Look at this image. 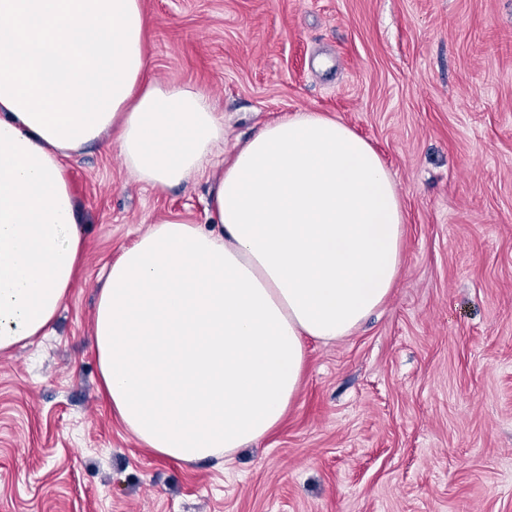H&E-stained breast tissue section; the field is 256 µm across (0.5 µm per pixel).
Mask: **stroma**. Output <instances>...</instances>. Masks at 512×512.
Masks as SVG:
<instances>
[{"instance_id":"1","label":"stroma","mask_w":512,"mask_h":512,"mask_svg":"<svg viewBox=\"0 0 512 512\" xmlns=\"http://www.w3.org/2000/svg\"><path fill=\"white\" fill-rule=\"evenodd\" d=\"M150 73L208 92L232 153L300 110L379 153L402 270L355 332L307 343L274 434L225 463L158 458L99 388L96 289L206 180L138 182L110 142L70 161L80 277L54 333L0 355V512H512V0H143Z\"/></svg>"}]
</instances>
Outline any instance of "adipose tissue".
Listing matches in <instances>:
<instances>
[{"label": "adipose tissue", "mask_w": 512, "mask_h": 512, "mask_svg": "<svg viewBox=\"0 0 512 512\" xmlns=\"http://www.w3.org/2000/svg\"><path fill=\"white\" fill-rule=\"evenodd\" d=\"M145 25L142 0H0V355L49 335L79 277L70 153L110 135L153 188L211 174L205 225L156 221L109 263L93 319L113 414L193 466L274 433L306 340L386 301L403 214L375 148L317 112L214 166L224 125L203 90L149 78Z\"/></svg>", "instance_id": "obj_1"}]
</instances>
